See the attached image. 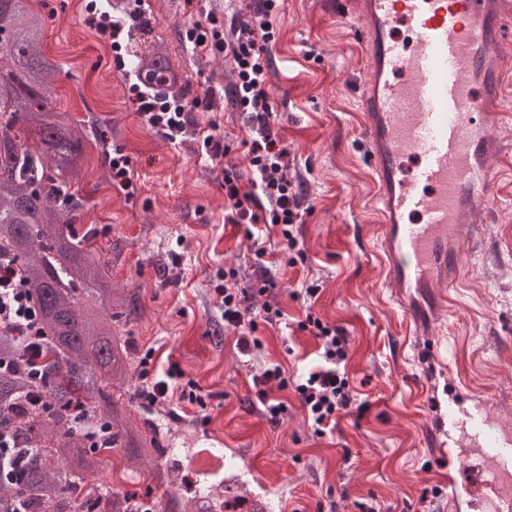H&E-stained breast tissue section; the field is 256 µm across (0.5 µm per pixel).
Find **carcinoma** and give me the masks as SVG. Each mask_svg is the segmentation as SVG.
I'll use <instances>...</instances> for the list:
<instances>
[{"mask_svg": "<svg viewBox=\"0 0 512 512\" xmlns=\"http://www.w3.org/2000/svg\"><path fill=\"white\" fill-rule=\"evenodd\" d=\"M44 28L30 0H0V257L21 269L45 336L40 376L33 377L22 341L0 332V427L22 450L21 477L0 478V512L20 502L27 512H91L98 486L87 478L99 473L102 453L121 449L135 463L164 449L157 432L112 395L133 361L112 320L134 313L136 301L112 287L109 269L69 229L81 205L71 181L85 149L74 123L49 118L54 64ZM132 70L160 94L182 83L161 51L136 57ZM19 124L33 129L36 144L17 136ZM75 402L90 410L80 431L69 426ZM171 472L163 462L151 478L165 488L164 512H182ZM132 504L114 492L106 512H135Z\"/></svg>", "mask_w": 512, "mask_h": 512, "instance_id": "carcinoma-1", "label": "carcinoma"}]
</instances>
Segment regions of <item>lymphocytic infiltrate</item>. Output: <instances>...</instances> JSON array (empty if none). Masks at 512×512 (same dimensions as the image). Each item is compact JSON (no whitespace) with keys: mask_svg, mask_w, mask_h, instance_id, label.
I'll return each instance as SVG.
<instances>
[{"mask_svg":"<svg viewBox=\"0 0 512 512\" xmlns=\"http://www.w3.org/2000/svg\"><path fill=\"white\" fill-rule=\"evenodd\" d=\"M258 6L248 22L220 25L215 15H208L203 32H190L194 46L232 60L237 83L235 104L248 116V137L242 140L250 164V177H243L230 162L231 147L216 133L200 134L192 114L199 108L210 109L213 98L169 101L145 92H137L135 102L140 117L153 128L164 130L170 141L198 136L208 158L224 165V197L228 205L224 221L243 228L247 240H255V225L277 229L280 253L288 265L304 261L297 226L309 206L303 184L291 171L294 163L287 146L274 131L275 113L269 88L267 45L274 38L278 14L277 0H257ZM215 293L224 316V326L234 334V346L242 355L254 358L252 384L258 410L271 424H279L288 412L279 394L293 390L307 414L313 432L325 437L336 428V417L343 412L364 411L356 402L345 371L348 339L342 329L324 323L314 311H307L300 321V331L309 332L320 342V363L304 377L290 380L283 365L260 361L263 343L256 336V323L250 315L248 289L238 287L235 268L224 271V283ZM0 330L9 331L24 341L42 342L37 312L31 294L17 265L0 262Z\"/></svg>","mask_w":512,"mask_h":512,"instance_id":"1","label":"lymphocytic infiltrate"}]
</instances>
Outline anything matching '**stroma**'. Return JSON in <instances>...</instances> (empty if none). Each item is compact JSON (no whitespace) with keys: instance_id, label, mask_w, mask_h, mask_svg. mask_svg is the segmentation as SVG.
Returning <instances> with one entry per match:
<instances>
[{"instance_id":"stroma-1","label":"stroma","mask_w":512,"mask_h":512,"mask_svg":"<svg viewBox=\"0 0 512 512\" xmlns=\"http://www.w3.org/2000/svg\"><path fill=\"white\" fill-rule=\"evenodd\" d=\"M46 20L45 46L57 65L53 108L83 125L85 167L73 191L85 203L73 226L105 260L112 285L137 295L135 315L113 320L135 361L129 384L116 396L134 397L141 361L153 353L157 372L178 365L164 404L136 402L133 410L153 424L176 476H186L185 451L214 448L229 479L212 492L235 512H356L354 501L376 512H448L446 496L423 498L438 486L454 456L456 438L435 446L433 398L464 385L489 401L490 411L512 424V183H496L484 233L462 245L460 285L430 327L416 325L384 283L372 214V184L358 115L361 76L359 23L350 0H282L268 45L275 131L287 145L310 206L298 227L305 263L274 267V296L285 312L280 325L263 320L262 299L251 300L262 360L282 364L296 377L317 365L313 337L299 331L305 318L299 292L317 284L314 306L323 320L349 337L346 371L362 416L338 418L335 431L316 437L296 397L275 426L254 403L251 371L234 347L216 305L224 269L236 267L242 286L261 273L235 225L224 221L223 166L201 155L193 138L171 143L146 125L133 102L134 56L162 48L183 70L191 94L215 93L213 110L199 109V129H217L232 147L240 170L248 161L241 142L247 117L231 92L230 61L193 47L186 38L207 14L246 18L253 0H143L118 40L89 24L94 9L111 0H34ZM129 162L130 186L113 182L115 154ZM201 387L204 406L180 398ZM107 459L100 477L123 473L117 491L151 493L145 465L124 467Z\"/></svg>"}]
</instances>
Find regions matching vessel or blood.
Here are the masks:
<instances>
[{"mask_svg": "<svg viewBox=\"0 0 512 512\" xmlns=\"http://www.w3.org/2000/svg\"><path fill=\"white\" fill-rule=\"evenodd\" d=\"M364 74L361 131L373 172L386 278L418 325L422 305H447L462 244L492 202L500 111L512 76L506 0H354ZM437 425L466 440L444 486L450 512H512V431L479 395L435 404Z\"/></svg>", "mask_w": 512, "mask_h": 512, "instance_id": "b4317fda", "label": "vessel or blood"}]
</instances>
